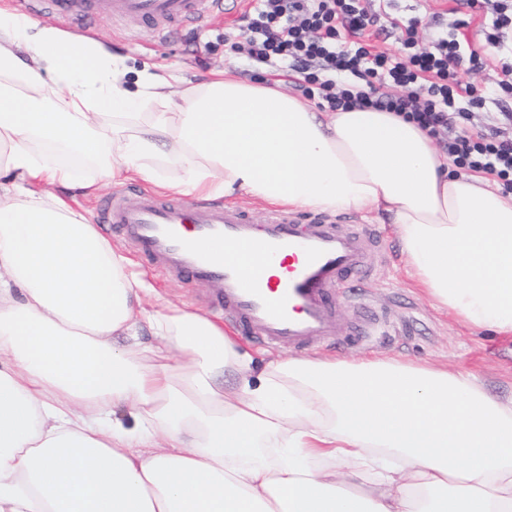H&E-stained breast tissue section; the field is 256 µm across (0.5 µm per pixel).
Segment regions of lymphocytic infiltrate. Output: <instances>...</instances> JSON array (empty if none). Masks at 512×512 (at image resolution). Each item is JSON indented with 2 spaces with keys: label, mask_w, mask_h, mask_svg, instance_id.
<instances>
[{
  "label": "lymphocytic infiltrate",
  "mask_w": 512,
  "mask_h": 512,
  "mask_svg": "<svg viewBox=\"0 0 512 512\" xmlns=\"http://www.w3.org/2000/svg\"><path fill=\"white\" fill-rule=\"evenodd\" d=\"M455 2L456 19L425 45L416 19L383 20L374 0H256L225 45L260 62H285L302 93L329 111L403 114L426 129L458 168L484 175L510 194L512 138L487 132L468 110L478 96L466 76L486 61L465 47L461 32L483 13L490 20L476 30L477 41L504 45L512 34V8L505 0ZM388 28L399 33L397 50L377 45ZM344 73L354 83L340 82Z\"/></svg>",
  "instance_id": "lymphocytic-infiltrate-1"
}]
</instances>
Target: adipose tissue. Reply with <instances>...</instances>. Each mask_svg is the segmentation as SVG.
Here are the masks:
<instances>
[{"instance_id":"obj_1","label":"adipose tissue","mask_w":512,"mask_h":512,"mask_svg":"<svg viewBox=\"0 0 512 512\" xmlns=\"http://www.w3.org/2000/svg\"><path fill=\"white\" fill-rule=\"evenodd\" d=\"M126 73L0 7V512H512V405L469 374L255 370L219 323L150 309L76 202L123 179L380 212L435 307L510 335L512 195L391 112H320L228 70L178 92L176 74Z\"/></svg>"}]
</instances>
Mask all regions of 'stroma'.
I'll return each mask as SVG.
<instances>
[{
	"instance_id": "obj_1",
	"label": "stroma",
	"mask_w": 512,
	"mask_h": 512,
	"mask_svg": "<svg viewBox=\"0 0 512 512\" xmlns=\"http://www.w3.org/2000/svg\"><path fill=\"white\" fill-rule=\"evenodd\" d=\"M451 0H397L395 12L401 16H414L420 21L419 36L430 42L440 22L451 21ZM242 0H225L222 9L208 10L194 24L181 22L152 29L140 21L115 17L92 24L68 23L62 20L51 4H43L32 15L33 20L58 28L69 35L95 38L105 42L109 49L125 56L128 67L138 70L143 63H153L183 75L192 81H201L212 71L229 68L242 79H267L265 66L250 60L246 54L227 53L226 36L235 31L242 12ZM480 95L486 99L485 109L491 114L492 126L503 131L512 130L506 113H512V97L500 92L493 70L484 69L470 77ZM143 187L139 181L110 182L99 191L79 196L78 201L87 211L92 223L101 233L120 247L128 242L122 234L110 232L100 219L103 207L109 202H130ZM368 223L377 226L382 235L386 260L374 275L372 288L357 297H336L335 303L345 325L355 323L361 309L388 313L390 333L371 336L352 342L340 339L338 346L302 348V357L356 359L395 357L407 361L433 365L452 373L473 375L494 396L502 400L512 398V335L500 336L461 324L454 314L434 307L416 288L401 253L396 225L384 218L368 215ZM150 283L162 298L195 310L232 328L223 307L217 300L220 288L212 282L195 283L183 277L159 276L148 272Z\"/></svg>"
}]
</instances>
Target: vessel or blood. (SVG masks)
<instances>
[{"instance_id": "vessel-or-blood-1", "label": "vessel or blood", "mask_w": 512, "mask_h": 512, "mask_svg": "<svg viewBox=\"0 0 512 512\" xmlns=\"http://www.w3.org/2000/svg\"><path fill=\"white\" fill-rule=\"evenodd\" d=\"M204 0H53L64 17L117 15L153 24L200 17ZM128 242L165 274L221 285L224 312L246 335L292 349L340 338L330 296L370 281L383 261L375 229L349 231L343 218L269 212L254 223L227 205L184 207L141 196L107 210Z\"/></svg>"}]
</instances>
